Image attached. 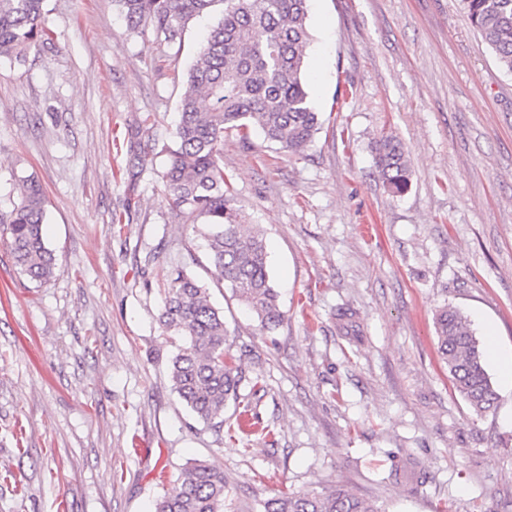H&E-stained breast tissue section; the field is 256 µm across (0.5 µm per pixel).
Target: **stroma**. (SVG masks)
Wrapping results in <instances>:
<instances>
[{"mask_svg": "<svg viewBox=\"0 0 512 512\" xmlns=\"http://www.w3.org/2000/svg\"><path fill=\"white\" fill-rule=\"evenodd\" d=\"M221 9L181 41L130 33L113 0H46L50 45L0 62V212L47 199L55 275L15 267L0 224V512H153L188 462L237 507L336 485L381 512H512V382L473 413L437 349L451 304L512 351V72L461 0H308L304 77L321 128L293 154L224 137L231 205L266 238L284 313L267 332L218 282L161 192L183 76ZM398 136L388 192L371 143ZM224 313L245 379L223 437L174 392L165 271ZM373 153L386 187L393 194L404 192L410 183L411 170L403 142L393 134H381L374 141Z\"/></svg>", "mask_w": 512, "mask_h": 512, "instance_id": "obj_1", "label": "stroma"}]
</instances>
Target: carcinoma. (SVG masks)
I'll return each mask as SVG.
<instances>
[{
    "label": "carcinoma",
    "instance_id": "1",
    "mask_svg": "<svg viewBox=\"0 0 512 512\" xmlns=\"http://www.w3.org/2000/svg\"><path fill=\"white\" fill-rule=\"evenodd\" d=\"M222 16L186 73L179 121L172 144L163 151L167 165L163 191L176 208L208 226L207 242L217 280L254 314L269 332L284 315L273 288L261 230L243 224L230 205L224 172V134L247 141L259 130L282 149L301 151L319 130L301 74L309 40L308 0H114L128 28L152 32L173 43L193 18L215 2ZM46 0H0V59H26L31 48L49 43ZM467 17L499 65L512 71V0H462ZM375 164L393 194L410 183L408 152L393 134L373 145ZM17 202L0 213L8 225L11 255L19 273L39 285L54 274V256L45 246L42 226L47 198L34 176L18 179ZM159 323L183 345L171 360L178 396L195 416L218 433L224 410L239 397L244 371L224 334V315L208 289L182 268L167 274ZM438 351L456 390L481 415L497 404L483 352L468 318L446 305L435 315ZM154 512H234L224 471L193 463L172 490L156 500ZM249 512H380L375 502L336 486L322 493L278 494Z\"/></svg>",
    "mask_w": 512,
    "mask_h": 512
}]
</instances>
